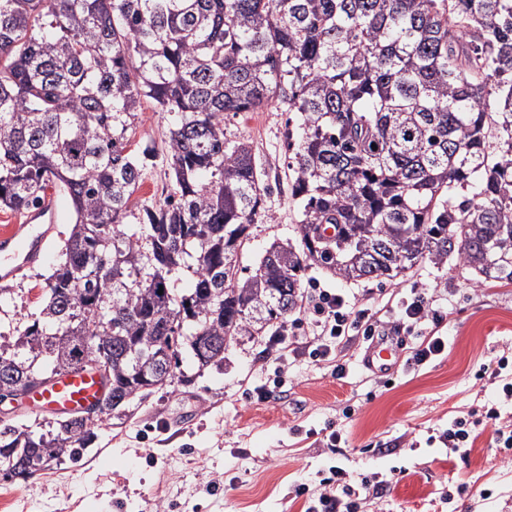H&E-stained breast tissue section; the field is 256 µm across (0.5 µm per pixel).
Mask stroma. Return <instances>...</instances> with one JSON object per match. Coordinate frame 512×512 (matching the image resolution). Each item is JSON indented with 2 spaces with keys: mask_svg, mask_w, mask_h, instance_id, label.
<instances>
[{
  "mask_svg": "<svg viewBox=\"0 0 512 512\" xmlns=\"http://www.w3.org/2000/svg\"><path fill=\"white\" fill-rule=\"evenodd\" d=\"M287 114L272 106L228 117V134L248 139L269 187L266 213L250 229L240 265L254 267L272 243L297 237L298 215L287 177ZM168 125L152 103L142 105L134 148L163 150ZM69 229L61 223L46 259L7 280L0 326L38 313L41 284ZM293 322L296 350L284 354L267 336L227 346L222 363L194 374L191 385L158 391L97 428L78 460L6 484L19 512H304L295 488L311 494L330 467L355 479L382 482L373 512H512V460L491 446L496 407L512 421L501 392L512 380V284L480 280L457 257L424 262L393 281H343L310 270ZM331 288L355 305L395 320L392 302L412 288L427 289L447 314L441 335L448 353L422 368L376 374L362 364L363 337L342 344L332 361L316 362L306 347L316 332L315 287ZM343 379L332 376L335 363ZM269 385L270 401L254 389ZM471 421L466 452L449 455L441 436L456 418ZM340 429L343 448L329 451L327 428Z\"/></svg>",
  "mask_w": 512,
  "mask_h": 512,
  "instance_id": "1",
  "label": "stroma"
}]
</instances>
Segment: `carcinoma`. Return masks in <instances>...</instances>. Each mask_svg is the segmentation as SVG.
Here are the masks:
<instances>
[{"label":"carcinoma","mask_w":512,"mask_h":512,"mask_svg":"<svg viewBox=\"0 0 512 512\" xmlns=\"http://www.w3.org/2000/svg\"><path fill=\"white\" fill-rule=\"evenodd\" d=\"M147 100L170 124L169 193L135 212ZM272 105L298 237L249 271L268 186L224 119ZM50 186L73 219L39 316L0 343V394L102 355L109 388L94 419L4 425V482L79 458L112 413L187 381L184 352L201 372L283 322L314 265L394 279L455 253L512 284V0H0V210Z\"/></svg>","instance_id":"1"}]
</instances>
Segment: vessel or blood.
I'll list each match as a JSON object with an SVG mask.
<instances>
[{
    "instance_id": "vessel-or-blood-1",
    "label": "vessel or blood",
    "mask_w": 512,
    "mask_h": 512,
    "mask_svg": "<svg viewBox=\"0 0 512 512\" xmlns=\"http://www.w3.org/2000/svg\"><path fill=\"white\" fill-rule=\"evenodd\" d=\"M62 218L55 191H46L41 203L23 219L0 227V279L16 277L44 257L50 235ZM400 346L396 337L375 340L364 355V367L385 372L392 368ZM105 391L101 378L90 371L64 372L46 386L34 389L29 399L34 411L75 414L97 404Z\"/></svg>"
}]
</instances>
